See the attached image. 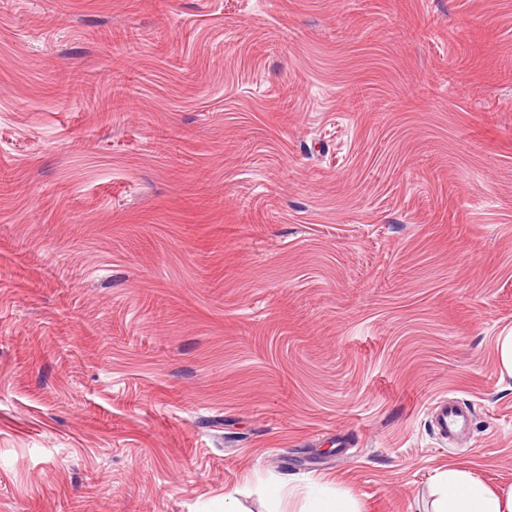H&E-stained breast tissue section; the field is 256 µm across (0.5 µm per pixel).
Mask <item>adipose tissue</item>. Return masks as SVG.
<instances>
[{"instance_id":"1","label":"adipose tissue","mask_w":512,"mask_h":512,"mask_svg":"<svg viewBox=\"0 0 512 512\" xmlns=\"http://www.w3.org/2000/svg\"><path fill=\"white\" fill-rule=\"evenodd\" d=\"M436 481L439 498L435 512H512V493L498 496L465 471H442Z\"/></svg>"}]
</instances>
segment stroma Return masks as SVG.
<instances>
[{
  "label": "stroma",
  "mask_w": 512,
  "mask_h": 512,
  "mask_svg": "<svg viewBox=\"0 0 512 512\" xmlns=\"http://www.w3.org/2000/svg\"><path fill=\"white\" fill-rule=\"evenodd\" d=\"M511 328L512 0H0V512L511 491ZM470 422L469 411L456 402L439 407L437 428L442 436L450 437L461 433Z\"/></svg>",
  "instance_id": "1"
}]
</instances>
